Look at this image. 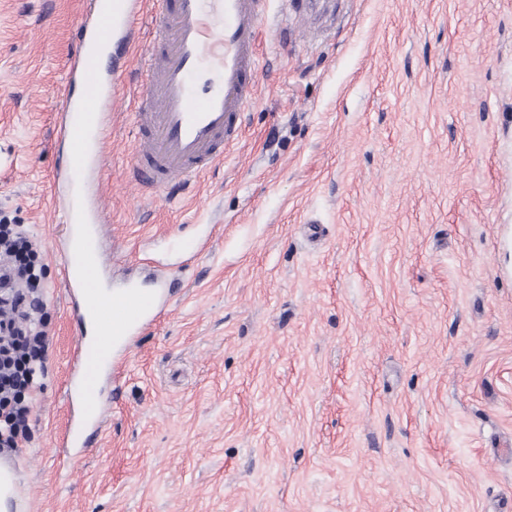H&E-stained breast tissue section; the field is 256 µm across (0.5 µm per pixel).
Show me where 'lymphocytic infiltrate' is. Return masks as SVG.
Segmentation results:
<instances>
[{"instance_id": "1", "label": "lymphocytic infiltrate", "mask_w": 512, "mask_h": 512, "mask_svg": "<svg viewBox=\"0 0 512 512\" xmlns=\"http://www.w3.org/2000/svg\"><path fill=\"white\" fill-rule=\"evenodd\" d=\"M42 250L16 224H0V450L28 441L35 378L49 332L35 293Z\"/></svg>"}]
</instances>
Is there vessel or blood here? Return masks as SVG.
Here are the masks:
<instances>
[{
    "label": "vessel or blood",
    "instance_id": "1",
    "mask_svg": "<svg viewBox=\"0 0 512 512\" xmlns=\"http://www.w3.org/2000/svg\"><path fill=\"white\" fill-rule=\"evenodd\" d=\"M267 0H156L157 39L148 52L146 96L136 112L132 169L153 189L186 181L223 163L239 135V118L256 97L257 42ZM145 0H88L76 34L55 136L63 149L53 188L71 192L63 215L70 226L59 252L70 317L78 336L65 397L75 411L57 440L63 450L86 453L105 420L95 387L112 370L119 345L155 323L166 308L163 286L137 280L113 288L100 241L104 219L98 202L103 148L89 135L102 129L116 82L130 67L135 21Z\"/></svg>",
    "mask_w": 512,
    "mask_h": 512
}]
</instances>
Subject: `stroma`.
Returning <instances> with one entry per match:
<instances>
[{
  "label": "stroma",
  "instance_id": "obj_1",
  "mask_svg": "<svg viewBox=\"0 0 512 512\" xmlns=\"http://www.w3.org/2000/svg\"><path fill=\"white\" fill-rule=\"evenodd\" d=\"M84 0H0V221L41 245L51 334L18 512H499L512 494V0H270L256 98L195 183L130 177L105 131L120 281L174 282L54 447L77 332L55 250L56 111Z\"/></svg>",
  "mask_w": 512,
  "mask_h": 512
}]
</instances>
